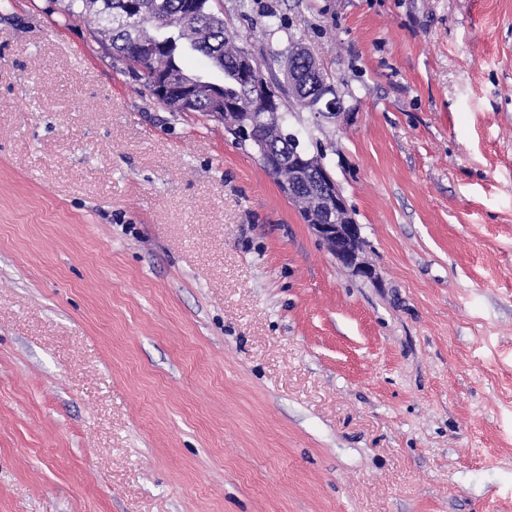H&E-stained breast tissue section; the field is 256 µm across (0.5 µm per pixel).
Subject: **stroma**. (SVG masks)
<instances>
[{"instance_id": "1", "label": "stroma", "mask_w": 512, "mask_h": 512, "mask_svg": "<svg viewBox=\"0 0 512 512\" xmlns=\"http://www.w3.org/2000/svg\"><path fill=\"white\" fill-rule=\"evenodd\" d=\"M214 6L343 98L288 128L375 277L62 0H0V512H512V0Z\"/></svg>"}]
</instances>
